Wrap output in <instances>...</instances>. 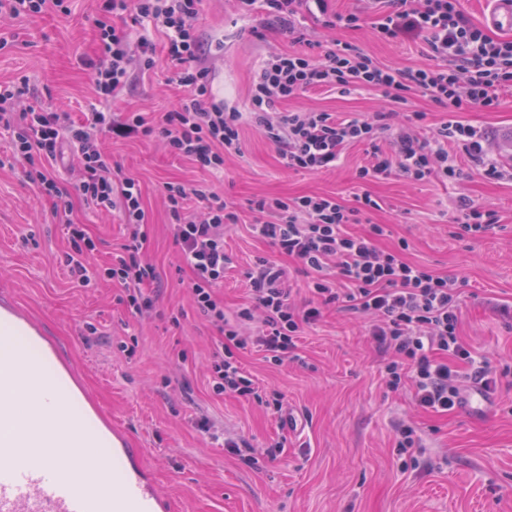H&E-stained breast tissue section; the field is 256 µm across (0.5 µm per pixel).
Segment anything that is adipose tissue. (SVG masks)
I'll list each match as a JSON object with an SVG mask.
<instances>
[{"mask_svg":"<svg viewBox=\"0 0 512 512\" xmlns=\"http://www.w3.org/2000/svg\"><path fill=\"white\" fill-rule=\"evenodd\" d=\"M22 337L20 327L0 325V369L14 365L21 350L33 361L30 383L21 390L0 379V397L11 399L0 404V441L41 448L103 447L93 426L68 427V418L82 414L85 401L73 398L69 383L54 379L56 359L45 356L40 345L23 343Z\"/></svg>","mask_w":512,"mask_h":512,"instance_id":"adipose-tissue-1","label":"adipose tissue"}]
</instances>
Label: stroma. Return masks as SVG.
Listing matches in <instances>:
<instances>
[{"label":"stroma","mask_w":512,"mask_h":512,"mask_svg":"<svg viewBox=\"0 0 512 512\" xmlns=\"http://www.w3.org/2000/svg\"><path fill=\"white\" fill-rule=\"evenodd\" d=\"M95 7V0H71L65 18L0 19V30L18 34L12 47L0 51V81L28 77L44 105L78 120L100 108L79 63L93 48ZM306 27L311 39L360 45L389 66L431 62L421 41L380 40L368 20L356 28H329L310 19ZM196 34L209 50L215 92L242 112L250 109L248 89L262 59L292 48L262 15L239 17L235 0H203ZM171 77L170 63L157 54L153 68L137 72L114 111L159 121L184 93ZM391 105L374 90H310L283 108L365 119ZM455 118L481 130L491 153L512 168V88L499 90L496 109ZM242 140L241 153L225 159L220 178L171 155L160 139L104 141L121 175L139 182L148 217L145 257L163 281L151 316L143 318L127 310L119 285L83 287L72 280L64 264L69 243L51 201L19 167H1L0 301L38 322L70 359L91 399L140 448L173 512H512V374L501 378L481 409H422L412 389L388 390V357L375 347L367 321L336 306L305 328L284 364L271 363L252 347L238 351L259 386L282 396V410L214 395L208 366L219 333L190 301V272L180 259L164 197L166 183L185 182L237 208L240 222L224 235L232 264L220 288L231 310L251 300L246 272L253 261L278 257L268 240L248 231L249 200L327 194L351 205L356 194L370 193L377 206L366 222L388 227L381 247L407 242L409 262L456 275L462 340L477 355L512 365V319L498 313L512 307V178L487 179L463 159L456 181L413 183L393 175L361 185L355 175L368 162V145L348 146L335 169L312 174L286 169L253 127L243 129ZM461 197L496 213L492 233L460 234L453 205ZM73 218L97 242L94 264H107L119 253L126 228L116 212L77 199ZM397 418L416 426L427 444L405 471L395 448ZM204 419L226 436L246 440L248 455L204 433Z\"/></svg>","instance_id":"35a3bbf8"}]
</instances>
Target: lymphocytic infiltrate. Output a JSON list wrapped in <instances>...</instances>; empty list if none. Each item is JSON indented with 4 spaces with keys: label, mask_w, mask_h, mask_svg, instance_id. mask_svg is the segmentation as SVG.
<instances>
[{
    "label": "lymphocytic infiltrate",
    "mask_w": 512,
    "mask_h": 512,
    "mask_svg": "<svg viewBox=\"0 0 512 512\" xmlns=\"http://www.w3.org/2000/svg\"><path fill=\"white\" fill-rule=\"evenodd\" d=\"M93 21L96 47L80 64L104 104L81 121L70 113L34 104L27 79L0 82V130L11 137V156L23 160L25 178L52 202L57 223L63 224L70 251L66 264L80 285L92 279L113 282L126 292L132 313L153 311L161 284L144 258L146 213L136 181L112 171V156L103 138L115 141L161 137L169 152L189 158L201 169L218 173L227 156L240 153L243 126L257 128L276 148L285 167L307 172L334 169L343 149L369 145V161L356 179L365 184L397 174L419 182L428 178L458 180L457 156H465L491 179L506 173L489 156L484 136L472 125L449 120L436 127L432 139H420L416 129L425 115L416 111L398 120L396 112H376L370 118H342L330 112H284L281 104L301 92L322 89L346 94L377 90L406 103L407 93L419 91L452 113L489 111L497 92L512 87V40L490 37L474 25L461 0H364V7L345 14L329 11V0H236L243 15L263 12L270 23L298 43V50L266 56L249 88L251 109L239 112L217 100L205 49L195 30L201 0H97ZM377 12L379 38L422 40L435 64L393 68L379 63L363 48L334 41L332 46L309 40L303 22L313 18L326 26L354 28L366 9ZM163 30L166 53L175 67L174 79L185 94L160 123L139 112H116L111 102L132 82L135 70L153 67L156 45L149 35L132 36L131 25ZM387 138L381 147L379 138ZM80 158L69 181L59 180L53 163L63 144ZM457 156H450L449 148ZM105 211L118 212L127 229L119 255L104 268L89 271L96 245L85 225L72 217V197ZM165 197L175 242L190 268L188 293L193 307L215 326L224 342L212 356L209 387L217 395L261 400L260 387L234 352L253 347L279 364L296 346L305 327L316 324L326 307L345 304L367 318L375 343L391 353L385 366L391 390L411 386L424 409L447 412L463 401L457 364L470 365L474 385L490 391L512 367L475 364L458 334L457 280L406 261L401 251L384 250L379 239L383 224L362 233L348 232L361 212L375 208L369 193L349 206L337 198L312 195L291 201L251 200V229L268 239L278 253L311 275L313 298L305 305L293 299V285L281 264L258 259L247 272L252 301L227 317L217 294L231 260L224 251V230L238 223L235 207L216 193L197 186L169 183ZM200 202L192 210V202Z\"/></svg>",
    "instance_id": "lymphocytic-infiltrate-1"
}]
</instances>
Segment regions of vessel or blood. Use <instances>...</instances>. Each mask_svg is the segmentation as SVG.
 Returning a JSON list of instances; mask_svg holds the SVG:
<instances>
[{
    "label": "vessel or blood",
    "mask_w": 512,
    "mask_h": 512,
    "mask_svg": "<svg viewBox=\"0 0 512 512\" xmlns=\"http://www.w3.org/2000/svg\"><path fill=\"white\" fill-rule=\"evenodd\" d=\"M492 3L488 25L512 28V0ZM109 434L111 447L96 452L0 446V512H172L128 435ZM118 463L122 480L104 492L103 479Z\"/></svg>",
    "instance_id": "b4317fda"
}]
</instances>
